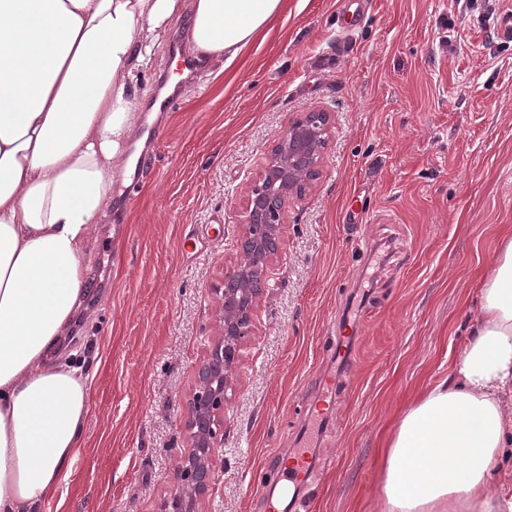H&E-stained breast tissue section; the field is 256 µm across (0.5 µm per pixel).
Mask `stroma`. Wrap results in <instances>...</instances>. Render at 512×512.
<instances>
[{"mask_svg":"<svg viewBox=\"0 0 512 512\" xmlns=\"http://www.w3.org/2000/svg\"><path fill=\"white\" fill-rule=\"evenodd\" d=\"M266 39L205 63L150 112L157 167L85 248L64 352L88 361L87 445L57 512H160L177 488L187 403L246 195L293 119L333 118L317 185L288 205L280 259L236 370L217 478L198 512H263L247 471L299 448L321 465L312 512H379L404 410L451 375L501 233L512 229V0L494 32L455 0H285ZM355 333L346 361L331 335ZM345 391L302 427L316 375ZM342 449L332 459L333 449Z\"/></svg>","mask_w":512,"mask_h":512,"instance_id":"1","label":"stroma"}]
</instances>
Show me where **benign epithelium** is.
Listing matches in <instances>:
<instances>
[{
  "mask_svg": "<svg viewBox=\"0 0 512 512\" xmlns=\"http://www.w3.org/2000/svg\"><path fill=\"white\" fill-rule=\"evenodd\" d=\"M330 113L308 112L292 121L275 141L248 194L246 224L237 258L215 289L218 334L211 337L198 368L184 427L187 450L180 453V483L163 512H195L215 479V457L224 443L221 430L236 388L235 371L246 340L255 335L259 297L270 287L269 268L278 256L284 209L321 175Z\"/></svg>",
  "mask_w": 512,
  "mask_h": 512,
  "instance_id": "benign-epithelium-1",
  "label": "benign epithelium"
}]
</instances>
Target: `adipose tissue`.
I'll list each match as a JSON object with an SVG mask.
<instances>
[{
    "label": "adipose tissue",
    "instance_id": "obj_1",
    "mask_svg": "<svg viewBox=\"0 0 512 512\" xmlns=\"http://www.w3.org/2000/svg\"><path fill=\"white\" fill-rule=\"evenodd\" d=\"M284 0H0V512H37L86 444L90 377L55 350L86 288L85 243L137 136L135 93L171 26L232 65ZM451 376L400 418L384 512H503L512 449V232Z\"/></svg>",
    "mask_w": 512,
    "mask_h": 512
}]
</instances>
